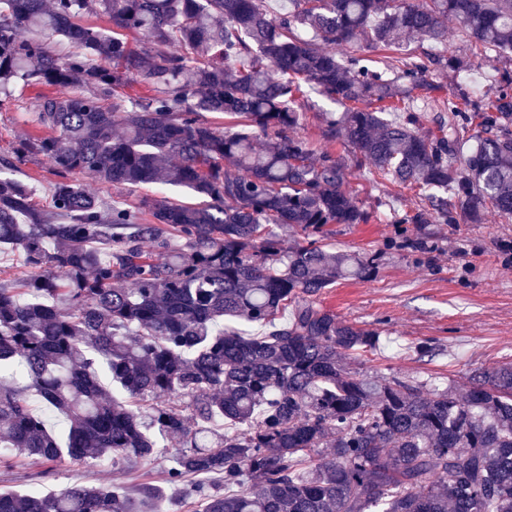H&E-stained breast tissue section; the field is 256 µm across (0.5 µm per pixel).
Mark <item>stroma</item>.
<instances>
[{
    "mask_svg": "<svg viewBox=\"0 0 512 512\" xmlns=\"http://www.w3.org/2000/svg\"><path fill=\"white\" fill-rule=\"evenodd\" d=\"M449 54L465 59L467 66L451 71L431 65L428 87L416 101L420 132L436 130L447 120L443 109L448 98L480 86L475 101L493 98L495 78L512 72V53L485 57L467 40L461 23L446 20ZM44 88L16 85L15 104L0 108V159L9 161L10 174L37 189L36 201L46 204L56 177L44 157L15 161L12 147L26 135L44 130L32 114V104ZM296 109L297 135L309 138L315 149L335 154L348 168L349 182L370 219L365 224H331L325 242L344 253H378L379 265L369 280L344 279L323 289L316 301L337 317L355 326L378 331L379 347L356 366L367 376H398L412 381L439 379L457 388L469 386L474 370L491 371L512 362V218L487 211L478 224H446L430 218L425 224H396L394 212L428 208L415 192L375 181L368 164L357 162L349 144L326 138L322 115L339 111V104L316 91H307ZM74 180L106 201L127 202L164 193L198 202L196 193L176 187L142 184L119 189L78 174ZM432 345L433 353L419 356L418 343ZM165 461L139 464L124 474L105 462L94 468L32 465L18 460L0 465V490H59L78 483L109 488L129 482H160Z\"/></svg>",
    "mask_w": 512,
    "mask_h": 512,
    "instance_id": "1",
    "label": "stroma"
}]
</instances>
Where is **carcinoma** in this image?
I'll return each mask as SVG.
<instances>
[{
	"instance_id": "carcinoma-1",
	"label": "carcinoma",
	"mask_w": 512,
	"mask_h": 512,
	"mask_svg": "<svg viewBox=\"0 0 512 512\" xmlns=\"http://www.w3.org/2000/svg\"><path fill=\"white\" fill-rule=\"evenodd\" d=\"M90 15L115 31L83 23ZM446 18L483 53L512 49V0H287L277 17L266 0H0V107L20 81L77 87L38 97L48 134L12 147L51 162L49 205L0 176V246L30 269L0 280V463L168 460L160 484L4 492L0 512H170L197 498L202 512H512V363L462 393L368 378L352 364L379 332L313 300L373 277L378 255L323 242L326 225L367 214L336 156L294 134L307 88L345 106L326 114L328 136L444 222L476 224L489 208L512 217V74L471 115L448 100V125L421 136L412 92L427 86V61L393 56L379 71L330 50L443 45ZM57 38L72 45L64 57ZM139 77L150 90L134 97ZM476 119L466 153L460 133ZM71 174L208 202L113 205ZM284 224L305 242L286 243L274 231ZM101 360L126 399L100 382ZM212 475L224 492L200 483Z\"/></svg>"
}]
</instances>
